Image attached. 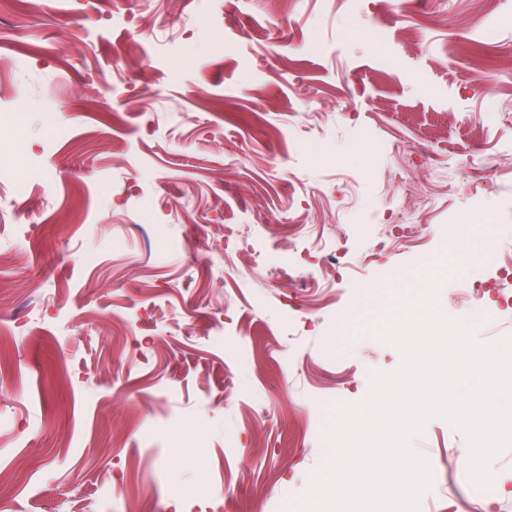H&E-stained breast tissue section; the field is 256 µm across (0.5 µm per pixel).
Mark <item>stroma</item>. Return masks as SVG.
Masks as SVG:
<instances>
[{"label":"stroma","instance_id":"obj_1","mask_svg":"<svg viewBox=\"0 0 512 512\" xmlns=\"http://www.w3.org/2000/svg\"><path fill=\"white\" fill-rule=\"evenodd\" d=\"M0 116V512H281L401 362L361 326L487 217L439 306L512 335V0H0ZM411 445L420 512H512Z\"/></svg>","mask_w":512,"mask_h":512}]
</instances>
